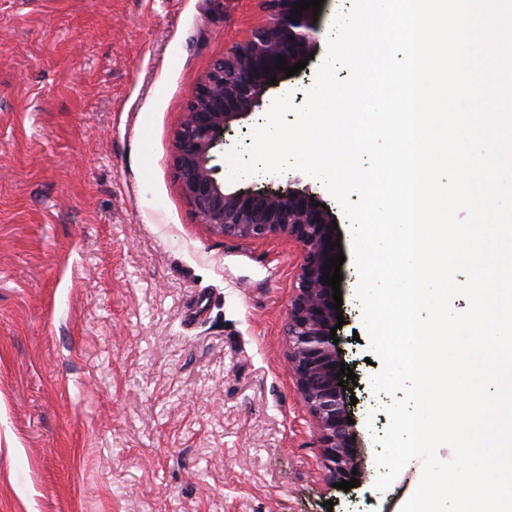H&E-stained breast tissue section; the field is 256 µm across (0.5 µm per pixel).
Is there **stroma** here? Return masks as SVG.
<instances>
[{"label":"stroma","mask_w":512,"mask_h":512,"mask_svg":"<svg viewBox=\"0 0 512 512\" xmlns=\"http://www.w3.org/2000/svg\"><path fill=\"white\" fill-rule=\"evenodd\" d=\"M260 0H0V512H401L376 489L375 392L343 233L338 330L367 474L335 488L288 363L302 249L199 223L174 178L187 102ZM325 53L212 151L228 182L269 106L303 105Z\"/></svg>","instance_id":"35a3bbf8"}]
</instances>
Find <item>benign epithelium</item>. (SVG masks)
<instances>
[{"mask_svg": "<svg viewBox=\"0 0 512 512\" xmlns=\"http://www.w3.org/2000/svg\"><path fill=\"white\" fill-rule=\"evenodd\" d=\"M300 0H263L264 17L248 39L230 47L214 61L187 103L176 132L174 178L201 224L225 236L263 239L284 234L301 245L302 264L297 293L288 308L290 361L298 389L320 431L324 455L337 479L361 480L365 475L362 443L347 391L339 386L342 355L330 331L337 325L332 287L323 284L324 265L339 253L334 246L337 215L325 200L299 180L277 188L228 191L217 179L211 151L223 142L231 124L263 104L271 85L285 78L277 58L291 67L319 50L321 26L308 8L294 22L293 5ZM319 205H314V202ZM359 475H352V471Z\"/></svg>", "mask_w": 512, "mask_h": 512, "instance_id": "benign-epithelium-1", "label": "benign epithelium"}]
</instances>
